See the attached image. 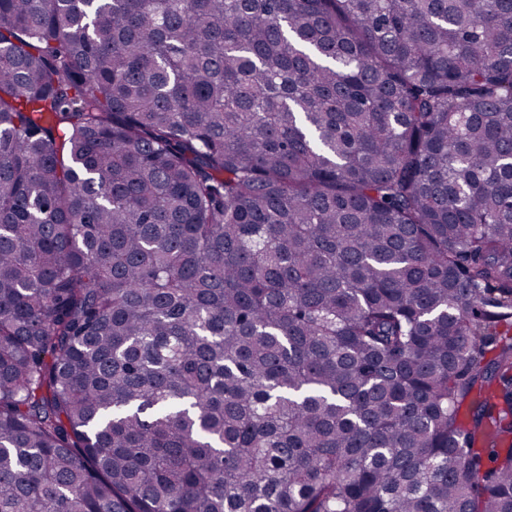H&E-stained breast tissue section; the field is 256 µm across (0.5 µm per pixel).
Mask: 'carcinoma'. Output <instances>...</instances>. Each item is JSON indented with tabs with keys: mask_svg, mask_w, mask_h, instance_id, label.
Instances as JSON below:
<instances>
[{
	"mask_svg": "<svg viewBox=\"0 0 512 512\" xmlns=\"http://www.w3.org/2000/svg\"><path fill=\"white\" fill-rule=\"evenodd\" d=\"M0 512H512V0H0Z\"/></svg>",
	"mask_w": 512,
	"mask_h": 512,
	"instance_id": "carcinoma-1",
	"label": "carcinoma"
}]
</instances>
